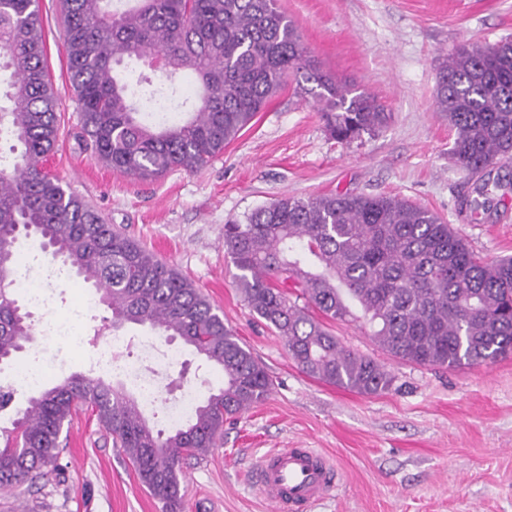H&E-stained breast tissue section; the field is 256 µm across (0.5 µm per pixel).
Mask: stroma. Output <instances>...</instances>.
<instances>
[{"label":"stroma","instance_id":"1","mask_svg":"<svg viewBox=\"0 0 512 512\" xmlns=\"http://www.w3.org/2000/svg\"><path fill=\"white\" fill-rule=\"evenodd\" d=\"M325 72L373 95L389 119L351 141L332 137L322 103L286 88L206 166L174 169L151 182L113 171L80 140L58 0H39L50 78L60 94V132L47 168L98 211L177 268L210 298L224 321L275 381L269 397L224 424L206 457L186 461L183 512H272L255 487L259 458L275 448H316L337 484L312 512H512V354L456 369L420 367L383 354L359 323H329L347 348L379 359L394 377L362 395L303 373L285 340L243 301L224 250V226L282 196L336 192L397 195L436 214L481 257L512 256V160L468 176L454 164L453 132L435 106L436 72L466 42L512 37V0H277ZM495 189L474 206L479 187ZM37 264L44 304L30 312L33 336L16 354L57 357L49 380L75 372L111 378L98 350L113 331L109 310H87L90 287ZM81 323L83 334L64 336ZM181 366L148 360L164 381L163 401L147 404L156 428L175 424L165 403L222 385L181 341ZM58 469L38 486L0 493V512H164L95 418L74 416Z\"/></svg>","mask_w":512,"mask_h":512}]
</instances>
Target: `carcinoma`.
<instances>
[{
    "label": "carcinoma",
    "mask_w": 512,
    "mask_h": 512,
    "mask_svg": "<svg viewBox=\"0 0 512 512\" xmlns=\"http://www.w3.org/2000/svg\"><path fill=\"white\" fill-rule=\"evenodd\" d=\"M111 2L61 0V9L82 138L114 171L151 181L206 165L292 73L325 102L336 139L372 134L387 121L373 96L354 93L315 64L276 0H129L122 10ZM0 56V138L22 146L10 169H0V363L33 331L16 298L14 245L23 235L95 288L112 327L147 326L167 342L178 338L224 375V386L168 434L123 384L74 373L40 388L16 411L0 449V489L32 487L54 471L63 429L86 410L165 512H181L184 461L217 447L224 421L264 401L274 381L191 280L46 170L59 138V96L38 0H0ZM158 56L170 94L185 71L198 93L181 102L185 116L152 123L141 114L166 98L163 88L146 75L125 81L114 66ZM436 86L462 170L479 174L512 158L511 38L461 45L439 67ZM224 248L251 311L285 338L301 371L326 383L374 395L394 377L380 361L342 346L313 310L329 321H364L377 346L405 363L454 368L512 353V258L484 260L440 216L405 198L285 195L243 224L224 225Z\"/></svg>",
    "instance_id": "carcinoma-1"
}]
</instances>
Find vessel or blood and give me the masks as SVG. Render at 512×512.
Instances as JSON below:
<instances>
[{"instance_id":"b4317fda","label":"vessel or blood","mask_w":512,"mask_h":512,"mask_svg":"<svg viewBox=\"0 0 512 512\" xmlns=\"http://www.w3.org/2000/svg\"><path fill=\"white\" fill-rule=\"evenodd\" d=\"M334 485V471L314 448H279L256 466V486L273 512H310Z\"/></svg>"}]
</instances>
